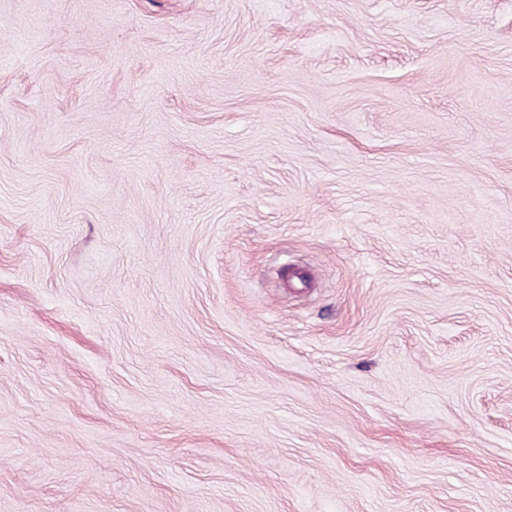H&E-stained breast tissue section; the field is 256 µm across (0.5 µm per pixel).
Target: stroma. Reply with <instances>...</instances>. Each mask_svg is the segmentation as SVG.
Masks as SVG:
<instances>
[{"instance_id":"1","label":"stroma","mask_w":512,"mask_h":512,"mask_svg":"<svg viewBox=\"0 0 512 512\" xmlns=\"http://www.w3.org/2000/svg\"><path fill=\"white\" fill-rule=\"evenodd\" d=\"M0 512H512V0H0Z\"/></svg>"}]
</instances>
